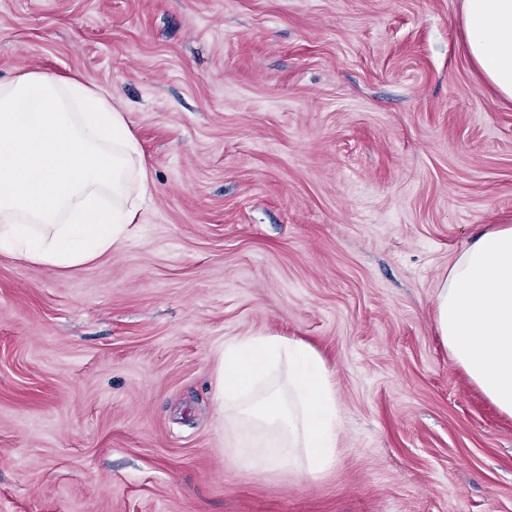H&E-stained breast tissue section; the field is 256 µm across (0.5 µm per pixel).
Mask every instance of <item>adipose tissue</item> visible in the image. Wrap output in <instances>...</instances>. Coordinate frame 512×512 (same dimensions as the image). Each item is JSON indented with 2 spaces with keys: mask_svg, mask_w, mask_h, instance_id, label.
Here are the masks:
<instances>
[{
  "mask_svg": "<svg viewBox=\"0 0 512 512\" xmlns=\"http://www.w3.org/2000/svg\"><path fill=\"white\" fill-rule=\"evenodd\" d=\"M465 49L512 101V0H463ZM147 159L109 95L73 77L25 71L0 83V253L73 269L122 249L150 191ZM435 330L452 360L512 416V225L474 234L435 291ZM215 397L237 469L315 480L336 463L333 373L306 342L224 344Z\"/></svg>",
  "mask_w": 512,
  "mask_h": 512,
  "instance_id": "obj_1",
  "label": "adipose tissue"
}]
</instances>
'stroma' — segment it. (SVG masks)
<instances>
[{
	"label": "stroma",
	"mask_w": 512,
	"mask_h": 512,
	"mask_svg": "<svg viewBox=\"0 0 512 512\" xmlns=\"http://www.w3.org/2000/svg\"><path fill=\"white\" fill-rule=\"evenodd\" d=\"M462 0H0V82L79 76L152 187L119 252L0 254V512H512V417L449 356L434 294L512 225V101ZM334 372L319 480L233 468L224 343Z\"/></svg>",
	"instance_id": "1"
}]
</instances>
